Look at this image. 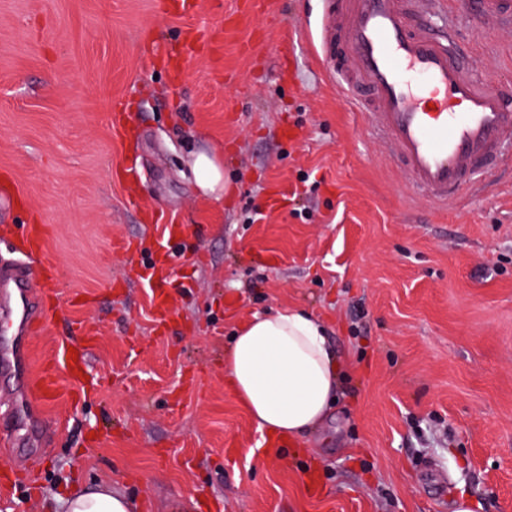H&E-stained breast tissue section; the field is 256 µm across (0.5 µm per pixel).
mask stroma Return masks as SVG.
I'll return each mask as SVG.
<instances>
[{"label":"stroma","mask_w":512,"mask_h":512,"mask_svg":"<svg viewBox=\"0 0 512 512\" xmlns=\"http://www.w3.org/2000/svg\"><path fill=\"white\" fill-rule=\"evenodd\" d=\"M190 2L0 0V262L47 225L33 361L97 328L95 385L45 403L41 478L5 512L102 484L136 512H512V179L445 209L410 190L313 50L322 0ZM465 37L512 91V32ZM212 147L220 204L190 168ZM164 241L161 315L140 266ZM286 305L347 369L327 422L271 456L224 350Z\"/></svg>","instance_id":"obj_1"}]
</instances>
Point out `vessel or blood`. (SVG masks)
<instances>
[{
	"mask_svg": "<svg viewBox=\"0 0 512 512\" xmlns=\"http://www.w3.org/2000/svg\"><path fill=\"white\" fill-rule=\"evenodd\" d=\"M487 32L512 27V0H480L470 16L447 0H350L328 14L319 55L339 92L356 108L372 111L373 133L386 141L412 187L445 208L471 189L483 170L512 165V105L475 71L463 27ZM26 259L0 266V299L12 305L9 345L0 362L10 365L25 392L15 412L37 419L46 400L84 389L83 363L59 342L49 367H31L28 341L43 323L42 304L29 286Z\"/></svg>",
	"mask_w": 512,
	"mask_h": 512,
	"instance_id": "b4317fda",
	"label": "vessel or blood"
}]
</instances>
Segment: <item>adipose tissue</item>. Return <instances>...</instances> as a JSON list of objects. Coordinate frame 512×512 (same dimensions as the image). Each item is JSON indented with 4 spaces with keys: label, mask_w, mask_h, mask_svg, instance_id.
Returning <instances> with one entry per match:
<instances>
[{
    "label": "adipose tissue",
    "mask_w": 512,
    "mask_h": 512,
    "mask_svg": "<svg viewBox=\"0 0 512 512\" xmlns=\"http://www.w3.org/2000/svg\"><path fill=\"white\" fill-rule=\"evenodd\" d=\"M192 169L200 193L223 202V158L197 153ZM337 363L324 323L303 309L281 307L254 314L234 331L224 353V384L259 431L290 440L328 418L342 379ZM63 502L67 512H135L134 502L107 484L68 492Z\"/></svg>",
    "instance_id": "adipose-tissue-1"
}]
</instances>
